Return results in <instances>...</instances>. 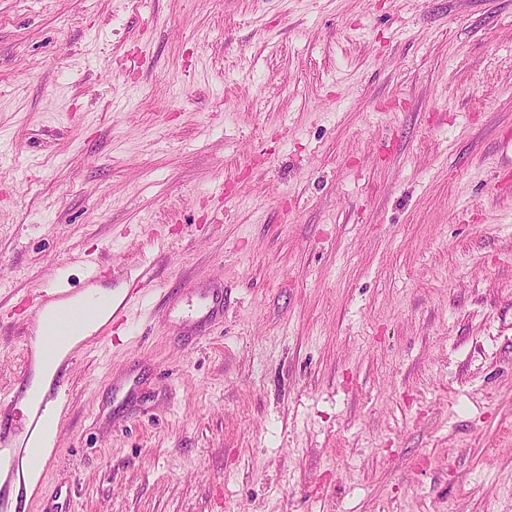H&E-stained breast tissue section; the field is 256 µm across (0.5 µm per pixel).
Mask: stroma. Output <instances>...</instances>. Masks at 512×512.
Returning <instances> with one entry per match:
<instances>
[{"label": "stroma", "instance_id": "stroma-1", "mask_svg": "<svg viewBox=\"0 0 512 512\" xmlns=\"http://www.w3.org/2000/svg\"><path fill=\"white\" fill-rule=\"evenodd\" d=\"M510 157L512 0H0V417L41 287L155 275L43 498L512 512ZM224 313V292L220 290L217 295L204 291L200 294L197 305L193 306L186 313V320L190 322H197L201 327H206L208 324L216 320L217 315Z\"/></svg>", "mask_w": 512, "mask_h": 512}]
</instances>
